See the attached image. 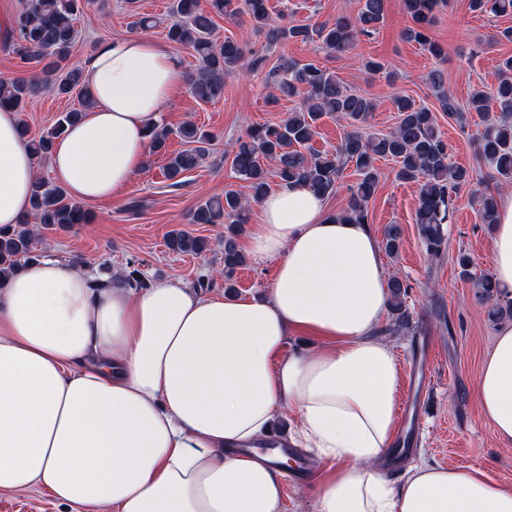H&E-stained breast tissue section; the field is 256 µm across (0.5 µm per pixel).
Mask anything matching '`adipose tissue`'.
Instances as JSON below:
<instances>
[{
    "instance_id": "ef3b65f1",
    "label": "adipose tissue",
    "mask_w": 512,
    "mask_h": 512,
    "mask_svg": "<svg viewBox=\"0 0 512 512\" xmlns=\"http://www.w3.org/2000/svg\"><path fill=\"white\" fill-rule=\"evenodd\" d=\"M93 104L49 157L55 181L94 203L128 187L149 132L181 85L165 44L132 36L80 64ZM38 158L0 109V225L30 210ZM251 233L276 261L266 296L203 294L169 279L100 285L52 257L0 280V494L43 489L70 512H282L285 473L255 453L283 413L293 445L336 460L308 486L314 512H512V488L474 468L422 463L390 483L401 379L378 336L387 276L370 225L328 216L308 187L280 184ZM491 266L512 293V194L499 203ZM320 339L288 349L289 337ZM512 446V328L476 381Z\"/></svg>"
}]
</instances>
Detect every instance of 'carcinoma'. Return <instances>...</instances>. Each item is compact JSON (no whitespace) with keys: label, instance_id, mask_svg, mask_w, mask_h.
Instances as JSON below:
<instances>
[{"label":"carcinoma","instance_id":"cac0c4a2","mask_svg":"<svg viewBox=\"0 0 512 512\" xmlns=\"http://www.w3.org/2000/svg\"><path fill=\"white\" fill-rule=\"evenodd\" d=\"M404 12L412 26L406 29L407 40L418 43L431 55L439 58L444 50L428 35L440 10L448 0H401ZM475 11L494 16L512 14V0H471ZM387 0H358L357 14L351 19L340 16L333 22L315 26L273 24L269 13V0H210L209 8L200 0H172L171 20L166 36L178 46L192 48L197 58L196 68L188 75L187 85L193 97L201 102H212L224 96V79L246 68L259 71L266 58L247 44L226 37L218 42L213 33L215 18L249 17L252 27L265 33L267 44L282 40H317L320 48L329 53H346L354 50L361 38L371 37L384 21ZM83 11L82 0H28L16 18L10 33L9 45L21 59L42 65L39 73L30 79H0V108L9 107L22 111L26 101L40 90L48 88L58 95L78 92L81 104H92L79 69L66 70L62 66L70 55L76 37L77 17ZM284 75L274 79L273 85L283 94L302 93L301 107L276 124H263L250 128L239 138L232 151V168L236 178L243 182L246 192L224 190V198L208 199L190 211L191 224L224 225V289L235 291L234 274L246 265L238 238L243 234L248 220L249 201H261L268 188L269 172L282 182L308 185L328 197L336 192L337 182L344 169L352 165L358 174L356 184L340 219L355 224L368 223V203L379 184L380 173L376 167L379 159L391 158L398 164L396 178L419 185L415 224L431 256L442 253L447 243L448 225L453 223L458 194L462 187L473 183V171L453 161V148L443 139L435 113L427 107H417L406 98H397L394 104L400 114L396 128L386 134L365 136L360 127L372 116V100L349 91L336 75L312 62L291 60L282 65ZM498 84L491 92H475L462 109L457 98L448 91L442 70L435 68L427 80L441 111L457 123L466 124L465 111L480 114L489 112V100H494L500 115L486 122L477 140V154L493 167L504 181L512 180V58L503 60ZM80 114L74 109L64 113L47 132L29 137L27 126L23 135L35 154L48 156L55 141L67 125ZM326 114H338L347 120L352 130L347 132L332 151H313L311 142L317 134V121ZM172 131L159 124L150 133V143L156 153L166 150ZM178 137L188 147L167 157L163 168L169 186L182 185L185 174L199 167L207 149L205 144L214 135L187 123L177 131ZM471 203L476 208L481 223H496L498 200L489 189H475ZM91 212L86 206L66 196L65 191L38 176L31 196L30 216L20 224L0 226V278L21 266V262L42 257L34 247L37 226L71 228L86 224ZM401 231L390 224L382 241L385 253L394 257L399 252ZM167 247L179 254L202 255L208 251V239L191 232H172ZM462 277L475 282L478 299L490 301L497 295L493 277L475 275L471 261L459 258ZM120 282L128 288H147L148 280L141 270L127 266ZM393 321L384 331L393 334L409 328L410 313L406 298L410 285L397 277L388 281Z\"/></svg>","mask_w":512,"mask_h":512}]
</instances>
